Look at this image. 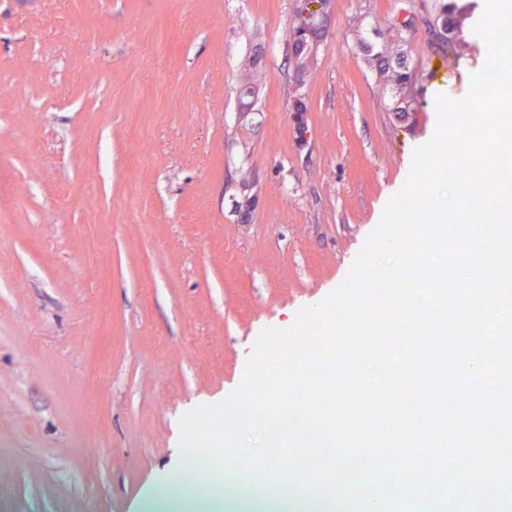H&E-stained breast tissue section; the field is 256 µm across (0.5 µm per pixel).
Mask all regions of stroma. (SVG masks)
I'll return each mask as SVG.
<instances>
[{
	"label": "stroma",
	"instance_id": "35a3bbf8",
	"mask_svg": "<svg viewBox=\"0 0 512 512\" xmlns=\"http://www.w3.org/2000/svg\"><path fill=\"white\" fill-rule=\"evenodd\" d=\"M402 5L333 0L298 119L296 0H0V512H136L180 417L345 279L487 59L419 25L424 110L395 118L356 38ZM256 66L257 58H252V60L249 58L248 64L244 65L245 73L239 82V97H237L240 104V111L242 112L253 111L254 100L258 97L259 94L258 83L256 79H254V76L251 74L252 70L255 69Z\"/></svg>",
	"mask_w": 512,
	"mask_h": 512
}]
</instances>
